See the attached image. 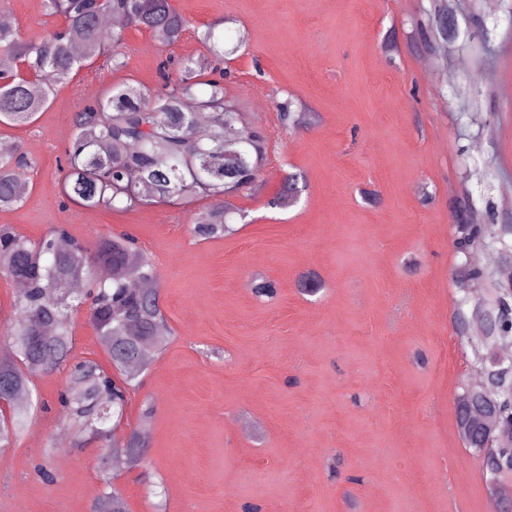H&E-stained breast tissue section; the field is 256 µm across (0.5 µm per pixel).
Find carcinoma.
I'll return each mask as SVG.
<instances>
[{"instance_id":"obj_1","label":"carcinoma","mask_w":512,"mask_h":512,"mask_svg":"<svg viewBox=\"0 0 512 512\" xmlns=\"http://www.w3.org/2000/svg\"><path fill=\"white\" fill-rule=\"evenodd\" d=\"M47 14L69 24L37 38H26L14 27L0 28V55L25 64L39 75L32 80L13 75L0 84V124L27 125L57 93V86L40 79L46 71L57 82L81 68L106 58L112 70L125 66L124 55L111 51L122 36L101 25L107 14L151 35L169 48L182 39L189 26L173 0H45ZM448 0H434L429 27L419 35L456 42L461 33L448 31ZM212 25L198 35L204 53L187 58L175 70L162 63L163 84L151 90L124 83L96 99L94 106L75 116V134L66 147L62 192L72 203L88 208L132 211L153 204L185 206L198 199L210 203L197 214L193 233L204 240L235 233L233 220L243 214L232 198L252 191L266 160L271 137L262 128L246 124L242 113L224 99V85L212 78L226 74L227 57L249 45L248 33H239L231 44ZM283 129L302 121L290 112L288 102L276 104ZM209 112L215 120L209 131H196V113ZM31 162L20 147L0 148V209L18 206L29 189L15 178V170ZM295 176L269 200L283 208L299 196ZM68 230L32 242L11 226L0 225V271L25 284L4 319V335L12 357L0 361V401L9 403V418H0V449L13 442L36 422L42 404L32 399L33 378L65 369L69 391L60 403L76 426L77 445L94 442L102 452L95 469L108 512H128L122 490L114 485V464L130 469L145 462L146 432L136 427L123 440L116 439L130 394L140 384L170 336L158 335L163 322L160 290L137 288L153 280V265L133 249L126 234L105 238L96 255L83 244L67 238ZM512 237V226L457 225L456 248L467 251L492 238ZM108 263L115 274L108 283L95 279L94 264ZM89 305L90 323L105 348L109 367L93 360L71 361V313ZM509 296L493 288L474 302L462 324L478 328L463 336L474 359L496 351L512 355V323L507 322ZM456 427L464 446L481 457L482 472L495 486L512 481V446L493 445L489 439L512 426V364L485 363L482 382L465 380L456 397Z\"/></svg>"}]
</instances>
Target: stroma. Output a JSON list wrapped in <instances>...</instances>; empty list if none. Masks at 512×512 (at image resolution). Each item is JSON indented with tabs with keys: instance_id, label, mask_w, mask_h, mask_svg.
<instances>
[{
	"instance_id": "stroma-1",
	"label": "stroma",
	"mask_w": 512,
	"mask_h": 512,
	"mask_svg": "<svg viewBox=\"0 0 512 512\" xmlns=\"http://www.w3.org/2000/svg\"><path fill=\"white\" fill-rule=\"evenodd\" d=\"M190 28L172 49L122 25L125 66L96 63L63 84L35 122L0 127L31 161L29 195L0 225L39 241L60 224L89 250L129 233L151 259L171 340L127 409L153 407L143 467L124 472L129 512H493L479 457L455 425L474 378L457 339L454 270L512 286V244L461 255L455 209L512 225V0H454L459 25H486L439 61L417 37L430 0H174ZM24 36L55 28L43 0H0ZM248 31L227 99L278 131L246 224L217 240L191 226L204 201L134 211L62 196L74 117L112 86L155 87L159 63L202 54L221 19ZM305 124L279 131L276 102ZM306 184L285 209V176ZM275 282L256 297L254 275ZM324 284L314 296L299 282ZM65 372L39 375L48 405L0 451V512H97V448L76 447L58 403Z\"/></svg>"
}]
</instances>
